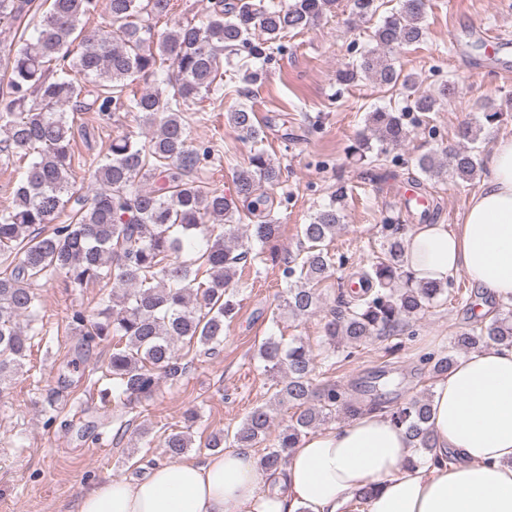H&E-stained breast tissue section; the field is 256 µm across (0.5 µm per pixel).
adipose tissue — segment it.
<instances>
[{"label":"adipose tissue","mask_w":512,"mask_h":512,"mask_svg":"<svg viewBox=\"0 0 512 512\" xmlns=\"http://www.w3.org/2000/svg\"><path fill=\"white\" fill-rule=\"evenodd\" d=\"M489 171L459 224H419L406 268L419 281L462 271L512 304V136L499 138ZM438 462L407 466L400 427L372 413L307 437L282 471L263 474L246 448L163 461L138 478L86 489L77 512H339L365 486L367 512H512V348L457 359L431 391Z\"/></svg>","instance_id":"ef3b65f1"}]
</instances>
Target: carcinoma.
Instances as JSON below:
<instances>
[{"instance_id": "obj_1", "label": "carcinoma", "mask_w": 512, "mask_h": 512, "mask_svg": "<svg viewBox=\"0 0 512 512\" xmlns=\"http://www.w3.org/2000/svg\"><path fill=\"white\" fill-rule=\"evenodd\" d=\"M171 0H0V23L20 24L37 18L34 33L22 31L17 42L0 52V155L11 161L29 160L13 191L10 204L0 207V255L14 257L0 271V394L23 367L29 350L24 322L38 302L37 283L62 273L75 288L96 284L106 291L112 306L97 315L74 308L66 327L79 332L89 349L101 340L114 341L108 364L116 408L153 399L161 371L171 378L186 373L189 363L177 353V343L203 347L216 356L224 348V321L235 304L227 291L235 285L240 263L250 251L238 245L239 225L233 223L240 206L256 222L246 225L245 237L264 247L278 237L279 225L271 215L272 202L262 190L281 177L264 152L236 170V199L206 190L192 177L213 153L210 146L194 144L184 119L188 102L213 90L218 62L224 52L244 51L253 61L273 52L274 41L288 31L304 30L336 7V0H289L284 6L257 5L251 0H212L206 21L181 22L158 33V20L167 16ZM379 0H351V16L366 19L377 14ZM427 0H400V9L386 17L372 35L375 46L337 72L343 85L364 78L384 87L417 85L411 73L398 69L390 53L419 42ZM94 14L108 18L106 36L88 33L82 20ZM81 41L84 48L74 52ZM172 72L141 94L127 92L136 80L158 75L164 64ZM455 93L448 82L438 93L419 94L417 112H434ZM125 112L149 128L143 141L129 134L112 140L110 155L102 161L75 154L73 115L95 112L109 120ZM484 122L466 124L457 136L463 145L446 158L435 153L418 159L429 181H473L482 171L475 144L489 143L484 133L503 121L504 111L493 102L481 106ZM404 110L375 107L367 112L370 135L347 148V154L372 168L381 167L380 155L406 140L410 130ZM229 123L244 137L256 139L255 113L241 106L228 113ZM94 169L100 188L88 199L75 195V164ZM152 182L144 188L142 183ZM417 193L428 206L409 211L420 224H433L442 211L426 184L414 179ZM226 222L223 228L210 220ZM343 209L332 202L303 225L297 252L284 262L289 279L284 298L288 315L303 320L322 303L321 285L336 262L327 248L341 229ZM407 224H384L383 255L358 274V290L339 291L325 324V358L343 359L374 338L388 337L412 321L440 297L456 298L452 282L413 280L405 269ZM490 345L512 347V308L464 327L453 337L454 353L430 354L422 362L437 376L456 362L455 354ZM267 372L279 373L268 402L255 407L233 433L238 448H253L263 441L280 407L294 413L271 448L258 458L262 472L274 473L287 462L290 450L342 411L352 417L375 412L349 401L334 383L315 382L316 355L302 340L289 344L272 337L258 348ZM403 427L415 455L433 452L435 438L429 420L431 399L413 398L386 410ZM193 444L188 430H171L162 447L171 459L183 456Z\"/></svg>"}]
</instances>
